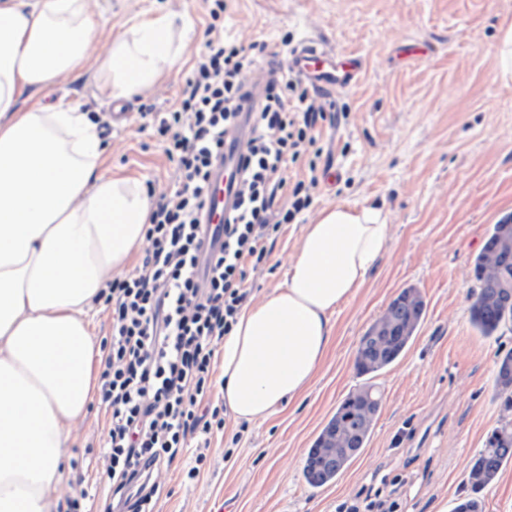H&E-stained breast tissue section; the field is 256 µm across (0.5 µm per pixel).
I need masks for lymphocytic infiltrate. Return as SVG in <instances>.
Listing matches in <instances>:
<instances>
[{
  "label": "lymphocytic infiltrate",
  "instance_id": "1",
  "mask_svg": "<svg viewBox=\"0 0 512 512\" xmlns=\"http://www.w3.org/2000/svg\"><path fill=\"white\" fill-rule=\"evenodd\" d=\"M206 2L207 50L177 107L159 120L178 184L161 192L150 214L139 266L113 279L107 298L112 333L100 380L109 415L102 457L112 492L101 504L91 488L80 489L70 512H154L167 493L154 471L183 458L195 437L223 429L221 410L210 401L215 344L247 302L249 277L267 264L270 240L311 204L310 185L287 171L309 156L326 101L290 73L250 82L252 54L225 38L219 23L223 0ZM249 98L256 108L243 140L237 201L224 220L223 245L207 253L199 216L213 161Z\"/></svg>",
  "mask_w": 512,
  "mask_h": 512
}]
</instances>
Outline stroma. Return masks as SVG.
I'll return each mask as SVG.
<instances>
[{
    "mask_svg": "<svg viewBox=\"0 0 512 512\" xmlns=\"http://www.w3.org/2000/svg\"><path fill=\"white\" fill-rule=\"evenodd\" d=\"M97 50L133 16L164 8L189 41L178 68L144 95L123 102L104 124L103 170L143 181L153 194L178 180L166 139L151 119L167 111L205 50L203 0H89ZM512 24V0H224V33L259 45L257 61L286 60L315 41L359 58L362 71L334 93L332 122L319 124V185L301 224L283 225L252 299L283 282L302 224L339 202L389 213L391 242L367 283L335 314L336 338L301 404L262 423L225 416L207 449L204 474L187 479L173 463L153 474L169 492L156 512H336L365 492L398 497L405 512L465 494V472L488 432L504 419L493 400L496 361L512 350V326L481 336L470 322L471 269L486 232L512 213V81L495 67L497 33ZM427 312L404 355L380 373L383 392L367 447L335 480L310 488L306 453L359 383L360 336L405 287ZM101 403L72 433L66 451L71 499L83 487L110 494L99 448Z\"/></svg>",
    "mask_w": 512,
    "mask_h": 512,
    "instance_id": "stroma-1",
    "label": "stroma"
}]
</instances>
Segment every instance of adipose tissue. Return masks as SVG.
<instances>
[{
    "instance_id": "1",
    "label": "adipose tissue",
    "mask_w": 512,
    "mask_h": 512,
    "mask_svg": "<svg viewBox=\"0 0 512 512\" xmlns=\"http://www.w3.org/2000/svg\"><path fill=\"white\" fill-rule=\"evenodd\" d=\"M178 29L151 10L98 54L87 0H0V512H58L72 429L97 397L91 318L154 207L143 182L102 170L85 103L146 92L179 64ZM82 75L83 100L57 94ZM388 220L373 204L322 209L283 285L241 307L221 341V394L237 422L266 420L316 380L336 311L387 250Z\"/></svg>"
}]
</instances>
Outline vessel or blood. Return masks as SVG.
I'll use <instances>...</instances> for the list:
<instances>
[{
    "mask_svg": "<svg viewBox=\"0 0 512 512\" xmlns=\"http://www.w3.org/2000/svg\"><path fill=\"white\" fill-rule=\"evenodd\" d=\"M290 70L312 82L317 88L327 91L345 90L357 80L361 66L348 56L328 50L314 42L296 48L288 61ZM242 149L239 138L230 137L224 142V158L214 170L205 214L214 243H222L224 211L231 203L228 190V174L235 170Z\"/></svg>",
    "mask_w": 512,
    "mask_h": 512,
    "instance_id": "vessel-or-blood-1",
    "label": "vessel or blood"
}]
</instances>
